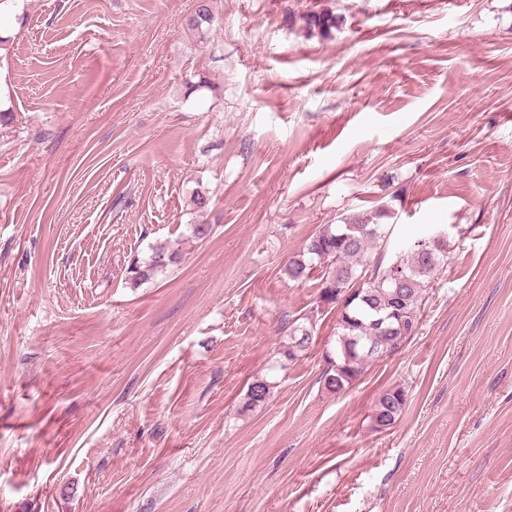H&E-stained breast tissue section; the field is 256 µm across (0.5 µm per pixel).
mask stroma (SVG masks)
Returning a JSON list of instances; mask_svg holds the SVG:
<instances>
[{"mask_svg":"<svg viewBox=\"0 0 512 512\" xmlns=\"http://www.w3.org/2000/svg\"><path fill=\"white\" fill-rule=\"evenodd\" d=\"M210 4L199 33L196 0L0 6V512H512V0ZM320 8L327 38L295 21ZM381 204L448 265L332 395L336 315L283 265ZM160 244L180 263L131 284ZM315 323L313 319L306 314L288 315L281 321V330L287 336L284 349H278V361L279 367H283L280 364V358L282 357L285 362L292 363L302 357L310 349L311 341L307 338H303L305 329H314ZM289 346V347H288ZM292 347V348H290ZM284 352V353H281ZM274 385L266 375L255 376L247 387L239 412L245 413L263 406L269 400ZM408 402L405 387L396 385L383 391L371 410V427L377 431L390 429L404 412Z\"/></svg>","mask_w":512,"mask_h":512,"instance_id":"35a3bbf8","label":"stroma"}]
</instances>
